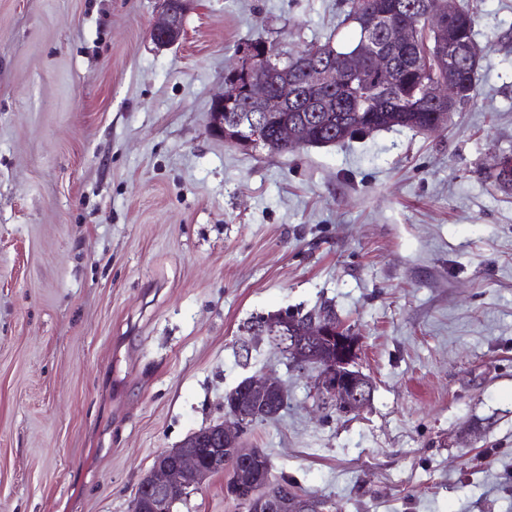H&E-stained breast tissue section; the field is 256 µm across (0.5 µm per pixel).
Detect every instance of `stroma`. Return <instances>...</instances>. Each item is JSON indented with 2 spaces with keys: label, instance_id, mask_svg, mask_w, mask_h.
<instances>
[{
  "label": "stroma",
  "instance_id": "35a3bbf8",
  "mask_svg": "<svg viewBox=\"0 0 512 512\" xmlns=\"http://www.w3.org/2000/svg\"><path fill=\"white\" fill-rule=\"evenodd\" d=\"M478 93L436 131L286 154L208 127L253 39L282 58L344 0H0V512H130L249 376L248 442L345 512H512V0H461ZM332 305L369 405L321 408L247 323ZM217 474L178 512H239ZM160 13L151 28V36L159 46H172L184 33V19L192 0H159Z\"/></svg>",
  "mask_w": 512,
  "mask_h": 512
}]
</instances>
